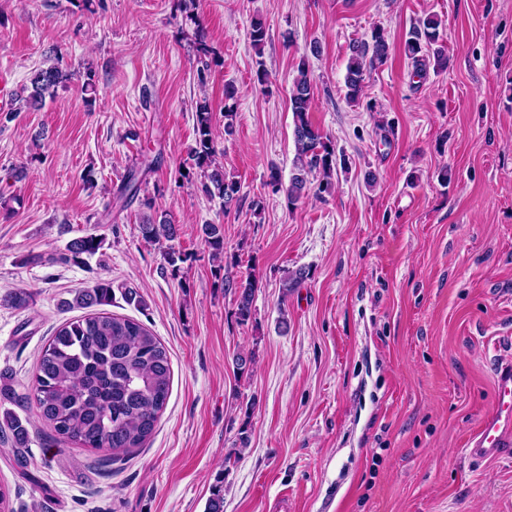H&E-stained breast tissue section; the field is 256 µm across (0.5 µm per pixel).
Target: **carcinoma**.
I'll return each mask as SVG.
<instances>
[{"instance_id":"carcinoma-1","label":"carcinoma","mask_w":512,"mask_h":512,"mask_svg":"<svg viewBox=\"0 0 512 512\" xmlns=\"http://www.w3.org/2000/svg\"><path fill=\"white\" fill-rule=\"evenodd\" d=\"M441 20L427 15L410 28L404 41V54L411 60L413 74L421 77L429 68L447 67L448 58L440 45ZM344 86L346 99L358 104L364 94L366 74L384 65L390 45L382 30L370 39L355 40L348 46ZM73 73L52 65L34 71L29 79L26 105L37 108L46 97L71 79ZM293 114L294 170L288 186L277 174L271 175L272 191L284 192L293 204L309 194L310 176L320 175L319 189L328 191L336 170L333 142L313 125L311 81L306 63L299 64L298 75L290 91ZM196 139L181 169H208L201 190L224 201V209L237 201L240 184L214 167L217 144L213 132V112L207 101L195 112ZM204 242L217 261L224 259V226L205 224L201 228ZM143 240L166 246L164 258L172 269L187 256L174 249L177 229L167 215L150 214L140 224ZM103 239L86 235L68 243L66 250L49 261L78 264L102 248ZM236 294V317L245 323L252 317L257 280L248 274L228 281ZM112 282L98 281L79 291L74 306L89 309L112 302ZM171 367L167 348L143 323L104 311L87 313L57 328L44 347L35 369L32 388L19 394L4 391L5 399L27 408L35 406L40 419L50 428L49 445L75 444L80 448L112 451V458L141 448L154 433L158 418L170 393ZM14 447L27 446L29 433L13 412L4 413Z\"/></svg>"}]
</instances>
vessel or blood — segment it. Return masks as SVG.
<instances>
[{
	"label": "vessel or blood",
	"mask_w": 512,
	"mask_h": 512,
	"mask_svg": "<svg viewBox=\"0 0 512 512\" xmlns=\"http://www.w3.org/2000/svg\"><path fill=\"white\" fill-rule=\"evenodd\" d=\"M512 451V360L494 373L493 406L470 433L466 453L477 460H494Z\"/></svg>",
	"instance_id": "b4317fda"
}]
</instances>
